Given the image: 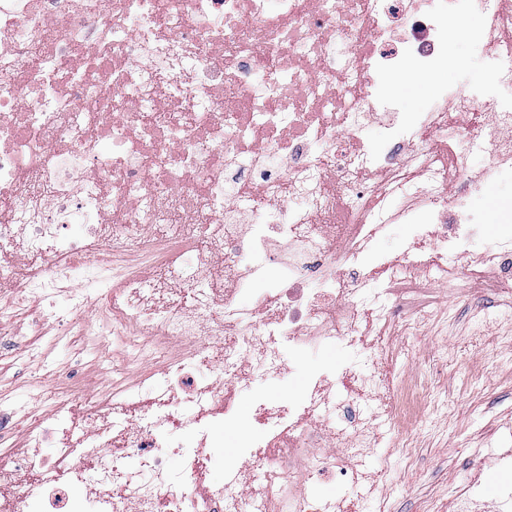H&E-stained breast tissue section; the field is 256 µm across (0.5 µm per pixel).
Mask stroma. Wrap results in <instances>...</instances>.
I'll use <instances>...</instances> for the list:
<instances>
[{"instance_id": "stroma-1", "label": "stroma", "mask_w": 512, "mask_h": 512, "mask_svg": "<svg viewBox=\"0 0 512 512\" xmlns=\"http://www.w3.org/2000/svg\"><path fill=\"white\" fill-rule=\"evenodd\" d=\"M482 27L480 16L460 14L450 30L440 33L442 55L434 71L421 72L404 62L377 76L376 95L414 119L442 93L486 83L488 68L471 49ZM511 203L512 169L470 197L479 232L463 259L468 276L447 283L423 281L403 291L416 310L429 315L419 330L406 333L397 321L382 340L385 352L369 356L357 348L326 347L286 357L280 375L259 376L235 387L231 415L220 425L218 445L209 449L204 461L207 482L226 480L230 469L240 464L242 427L253 417L256 396L278 400L297 394L310 373L332 364L351 365L387 380L405 375L415 384L437 389L448 403V413L412 430L378 419V440L358 464L360 478L339 476L318 483L317 502L334 503L337 512H450L457 491L477 482L483 490L477 512H493L498 487L512 484V468L495 464L496 456L512 449V363L505 360L506 349L512 347V321L503 314L512 295L502 292L491 276L487 249L498 233V210ZM412 246L407 225H389L374 241L366 265L372 270L384 259L400 263ZM445 357L467 360L468 372L436 368V360ZM119 358L108 343L91 361L62 350L54 369L72 372L92 391L103 382L104 369ZM488 373L494 376V388L476 392L475 379Z\"/></svg>"}]
</instances>
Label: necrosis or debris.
<instances>
[{
    "instance_id": "1",
    "label": "necrosis or debris",
    "mask_w": 512,
    "mask_h": 512,
    "mask_svg": "<svg viewBox=\"0 0 512 512\" xmlns=\"http://www.w3.org/2000/svg\"><path fill=\"white\" fill-rule=\"evenodd\" d=\"M479 2L491 83L411 121L373 86L405 59L435 68L444 16L416 19L415 0H0V289L13 295L0 315L20 299L71 298L43 341L10 350L26 366L60 345L139 340L130 374L97 391L30 407L0 395V467L40 475L0 512H320L309 474L346 472L373 428L347 400L333 435L328 391L368 394L405 423L406 383L314 372L299 398H257L253 425L267 438L244 450L261 473L251 494L203 476L201 451L215 447L245 367L277 375L283 349L359 341L373 278L361 258L387 224L419 210L416 239H437L433 254H407L404 280L463 276L478 230L464 202L480 189L466 159L482 154L493 182L512 134V0ZM372 123L383 149L363 139ZM72 401L81 434L54 442ZM177 429L195 445L174 473ZM50 441L51 457L33 455ZM116 447L148 479H122Z\"/></svg>"
}]
</instances>
